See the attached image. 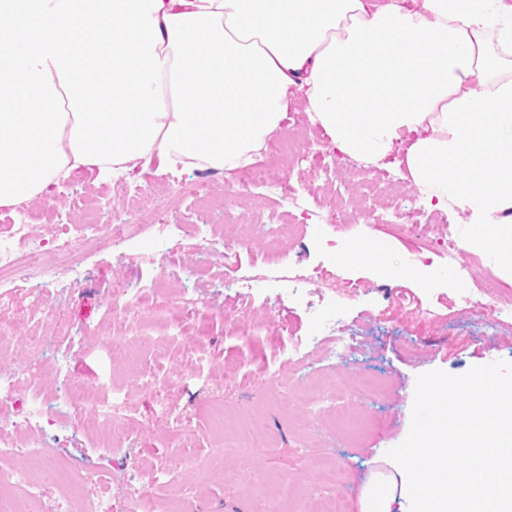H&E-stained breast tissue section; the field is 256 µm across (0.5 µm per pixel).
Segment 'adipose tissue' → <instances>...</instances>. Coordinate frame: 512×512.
<instances>
[{
    "label": "adipose tissue",
    "mask_w": 512,
    "mask_h": 512,
    "mask_svg": "<svg viewBox=\"0 0 512 512\" xmlns=\"http://www.w3.org/2000/svg\"><path fill=\"white\" fill-rule=\"evenodd\" d=\"M306 101L339 150L512 242L506 0H0V206L139 161L251 165Z\"/></svg>",
    "instance_id": "1"
}]
</instances>
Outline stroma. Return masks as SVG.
<instances>
[{
  "mask_svg": "<svg viewBox=\"0 0 512 512\" xmlns=\"http://www.w3.org/2000/svg\"><path fill=\"white\" fill-rule=\"evenodd\" d=\"M280 124L306 130L311 143L302 165L291 168L281 162L284 140L273 133L256 158L270 174L263 185L251 183L243 169L205 177L196 168H171L155 160L126 170L129 185L171 198V205L154 216L155 223L167 227L162 239L127 226L111 211L90 208L77 222L106 224L104 237L76 253L64 249L55 216L71 210L74 192L119 196L114 178L86 170L56 182L50 195L19 212L0 206V236H9L14 225H28L33 236L47 241L60 265L47 313L34 307L42 285L36 260H29L28 274L0 276V333L12 345L0 357V377L13 379L21 395L27 376H39L47 385L42 412L61 414L66 425L52 444V464L34 460L29 465L32 479L44 488V512L55 501L85 493L73 474L77 466L103 476L114 512H251L255 497L276 502L278 483L285 478L298 480L307 494L306 507H314L316 497L339 496L348 512H361L362 489L376 459L409 433L418 376L436 369L461 375L474 366L512 361V306L472 308L466 302L481 288L512 289V277L498 273L494 251L463 252L453 265L447 253L432 251L437 238L461 241L472 228L427 204L401 163L402 152L380 167L405 186L402 209L413 223L424 225L418 234L400 229L393 215L383 224L347 221L342 205L363 202V181L340 185L338 197H324L334 144L311 122L296 90L288 92ZM231 188L241 190L245 214L282 212L296 204L300 244L284 246L275 257L258 239L227 244L212 239L211 227L223 223L221 205ZM366 239L375 241L394 275L378 274L369 257L355 254L357 243ZM281 268L308 275L306 294L292 297L287 283L261 282L254 306H244L238 296L244 277ZM334 280L345 284L341 295L329 289ZM385 283L392 288L388 298L379 291ZM140 288L154 311L168 315L169 334L137 337L119 362L98 329L108 323L115 333L129 332L131 317L112 313L109 304L114 291ZM326 308L338 312L353 345L342 359L306 364L301 378L319 383L338 374L352 385L365 375H378L388 381L383 395L316 398L280 382L289 369V347L309 335ZM246 321L259 326L258 335L236 333V325ZM58 324L67 327V335H55ZM35 333L49 338L38 352L28 343ZM188 341L194 352L186 358L182 351ZM228 366L239 371L231 387L224 384ZM114 377L141 387L113 416L112 448L106 451L100 446L97 414L70 402L66 388L79 379L102 388L109 400ZM347 414L362 423L353 441L343 421ZM250 419L259 426L240 431L242 453L226 455L222 473L211 471L227 428ZM175 448L189 468L169 471ZM323 456L335 459L339 482L325 479ZM127 457L139 461L140 480L125 469ZM142 481L151 484V494L132 501Z\"/></svg>",
  "mask_w": 512,
  "mask_h": 512,
  "instance_id": "obj_1",
  "label": "stroma"
}]
</instances>
